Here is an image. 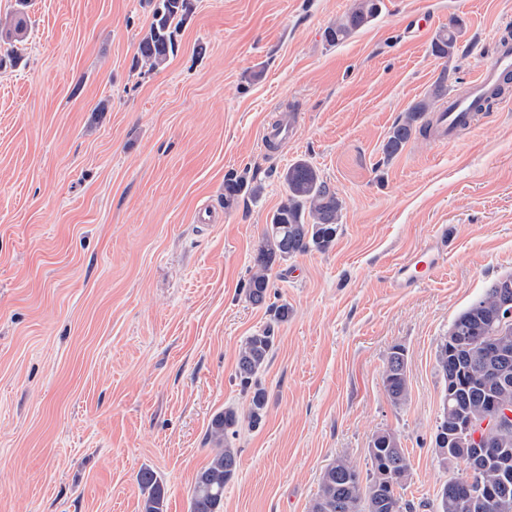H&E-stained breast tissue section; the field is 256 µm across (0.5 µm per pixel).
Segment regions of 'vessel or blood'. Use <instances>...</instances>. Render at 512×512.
<instances>
[{
  "label": "vessel or blood",
  "instance_id": "b4317fda",
  "mask_svg": "<svg viewBox=\"0 0 512 512\" xmlns=\"http://www.w3.org/2000/svg\"><path fill=\"white\" fill-rule=\"evenodd\" d=\"M512 77V42H494L485 64L472 80L467 94L450 95L445 106L432 115L433 142L446 146L458 135L472 129L482 112L480 103ZM445 255V240L436 237L421 245L392 268L388 281L391 287L405 289L415 287L430 278L438 270Z\"/></svg>",
  "mask_w": 512,
  "mask_h": 512
}]
</instances>
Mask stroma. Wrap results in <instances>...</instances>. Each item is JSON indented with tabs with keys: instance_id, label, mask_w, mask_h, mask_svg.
<instances>
[{
	"instance_id": "stroma-1",
	"label": "stroma",
	"mask_w": 512,
	"mask_h": 512,
	"mask_svg": "<svg viewBox=\"0 0 512 512\" xmlns=\"http://www.w3.org/2000/svg\"><path fill=\"white\" fill-rule=\"evenodd\" d=\"M353 0H194L176 51L137 65L150 0H31L16 48L0 44V512H140V470L166 512H189L213 457L212 417L235 408L236 477L224 512H309L326 466L370 473L394 433L416 512L464 464L434 443L446 395L436 352L456 315L512 273V92L445 147L382 145L440 74L465 91L493 40L512 39V0H381L343 43L325 29ZM435 29L459 23L438 58ZM288 120L277 151L263 127ZM308 160L343 201L334 246L275 265L273 355L259 426L235 378L242 341L271 321L244 284L281 175ZM261 180L224 200V178ZM445 262L414 288L396 261L434 235ZM407 355L408 398L382 380ZM383 383L395 404L405 402L408 394L407 363L405 350L396 346L388 354L383 370Z\"/></svg>"
}]
</instances>
